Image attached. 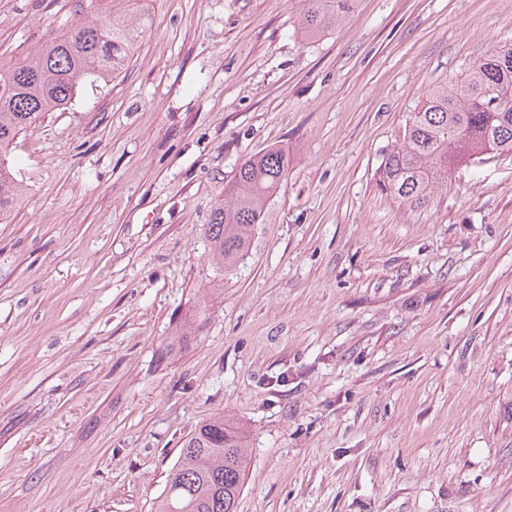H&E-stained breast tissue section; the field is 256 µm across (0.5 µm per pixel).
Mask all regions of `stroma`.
I'll list each match as a JSON object with an SVG mask.
<instances>
[{
	"instance_id": "1",
	"label": "stroma",
	"mask_w": 512,
	"mask_h": 512,
	"mask_svg": "<svg viewBox=\"0 0 512 512\" xmlns=\"http://www.w3.org/2000/svg\"><path fill=\"white\" fill-rule=\"evenodd\" d=\"M151 18L106 86L12 150L0 223V512H154L227 413L237 512H512V153L429 203L376 188L428 90L512 43V0H94ZM78 0H0V63ZM288 179L244 260L213 205L270 147ZM301 33L306 39L323 37L348 19L357 0H302Z\"/></svg>"
}]
</instances>
